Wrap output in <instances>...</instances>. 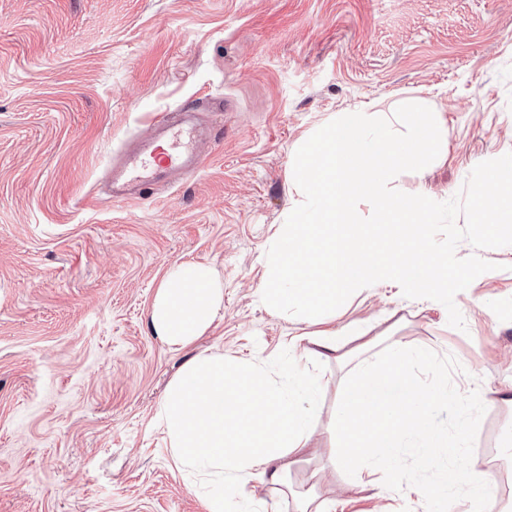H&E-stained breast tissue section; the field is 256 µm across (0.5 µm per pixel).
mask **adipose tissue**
Masks as SVG:
<instances>
[{
  "label": "adipose tissue",
  "instance_id": "adipose-tissue-1",
  "mask_svg": "<svg viewBox=\"0 0 512 512\" xmlns=\"http://www.w3.org/2000/svg\"><path fill=\"white\" fill-rule=\"evenodd\" d=\"M447 142L442 112L412 97L385 109L343 110L296 146L288 175L291 203L270 239L262 288L273 313L314 326L303 336L301 354L288 361L289 389L253 363L198 354L171 381L154 416L176 462L215 486L207 512H225L217 491L225 479L241 481L259 471L284 487L292 465L316 453L311 421L325 381L310 373L307 361L318 351L349 366L328 454L363 488L375 485L378 472L400 471L401 449L447 453V437L425 425L432 404L512 405V395L501 390L464 396L442 383L420 387L395 346L383 364L352 361L335 327L336 308L346 296L389 282L421 299L447 295L448 259L430 236L438 221L433 195L423 181L410 196L396 190L404 171L426 167ZM473 200L480 233L496 237L512 230V153L484 165ZM223 301L209 265H174L155 294L152 328L169 346L186 349L213 326Z\"/></svg>",
  "mask_w": 512,
  "mask_h": 512
}]
</instances>
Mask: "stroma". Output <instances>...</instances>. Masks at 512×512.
Returning <instances> with one entry per match:
<instances>
[{
    "label": "stroma",
    "mask_w": 512,
    "mask_h": 512,
    "mask_svg": "<svg viewBox=\"0 0 512 512\" xmlns=\"http://www.w3.org/2000/svg\"><path fill=\"white\" fill-rule=\"evenodd\" d=\"M429 99L448 142L426 170L438 191L432 240L480 288L422 301L384 286L350 297L337 326L378 321L418 384L445 368L460 391H512V242L477 234L472 186L512 150V0H0V512H206L153 416L169 382L204 352L263 365L287 382L308 332L275 315L263 255L291 200L293 148L361 103ZM191 98L221 102L199 170L132 200L112 198V162ZM213 267L214 329L175 352L153 331L156 289L175 264ZM429 348L417 362L420 348ZM316 401L337 412L345 375ZM512 408H429L448 457L406 452L404 476L321 482L335 512H436L414 485L451 466L489 471L512 512ZM231 508L294 512L260 476L228 481Z\"/></svg>",
    "instance_id": "35a3bbf8"
}]
</instances>
